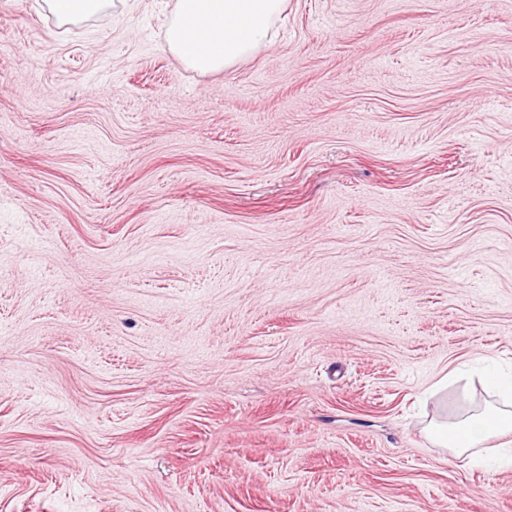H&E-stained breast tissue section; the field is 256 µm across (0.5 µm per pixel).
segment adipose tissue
<instances>
[{
  "label": "adipose tissue",
  "instance_id": "obj_1",
  "mask_svg": "<svg viewBox=\"0 0 512 512\" xmlns=\"http://www.w3.org/2000/svg\"><path fill=\"white\" fill-rule=\"evenodd\" d=\"M284 0H176L165 32L167 50L181 64L202 74L224 71L272 40ZM431 433L457 456L512 433V407L489 404Z\"/></svg>",
  "mask_w": 512,
  "mask_h": 512
}]
</instances>
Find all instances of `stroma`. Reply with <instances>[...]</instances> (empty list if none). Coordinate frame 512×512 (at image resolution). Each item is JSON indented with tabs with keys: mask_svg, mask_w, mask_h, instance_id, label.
<instances>
[{
	"mask_svg": "<svg viewBox=\"0 0 512 512\" xmlns=\"http://www.w3.org/2000/svg\"><path fill=\"white\" fill-rule=\"evenodd\" d=\"M174 4L0 7V512H512V0ZM48 11L60 25L77 23L102 13L111 0H45ZM284 0H177L167 50L202 74L224 71L272 40ZM507 402L500 405L487 404L482 410L472 412L461 420L448 425L434 424L431 434L443 448H452L458 457L478 463L473 449L484 447L497 437H505L512 432V411Z\"/></svg>",
	"mask_w": 512,
	"mask_h": 512,
	"instance_id": "obj_1",
	"label": "stroma"
}]
</instances>
